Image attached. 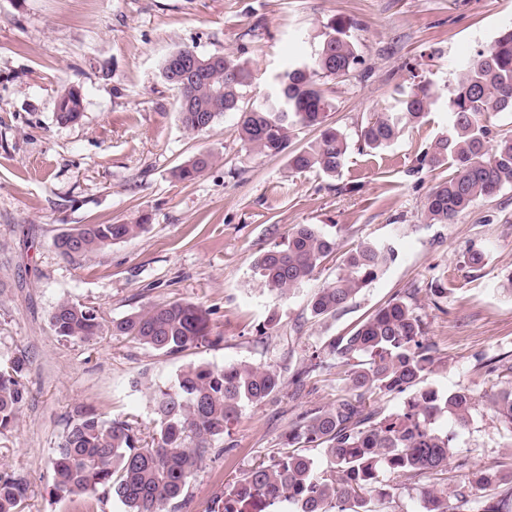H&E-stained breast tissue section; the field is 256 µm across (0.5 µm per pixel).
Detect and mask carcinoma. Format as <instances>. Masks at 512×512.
<instances>
[{
  "instance_id": "cac0c4a2",
  "label": "carcinoma",
  "mask_w": 512,
  "mask_h": 512,
  "mask_svg": "<svg viewBox=\"0 0 512 512\" xmlns=\"http://www.w3.org/2000/svg\"><path fill=\"white\" fill-rule=\"evenodd\" d=\"M184 66L180 78L170 76V59L162 72L178 91L177 112L190 133L208 130L215 120L237 114L240 140L265 155L284 152L296 126L313 127L319 138L288 154V167L304 173L334 176L348 157L347 136L327 123L331 103L324 81L347 77L359 64L355 43L340 26L323 34L308 63L288 66L272 93L260 103L245 101L252 82L247 64L229 54L211 64V56H192L176 50ZM432 105L426 85L418 83L392 112L374 115L361 128L360 138L371 149L390 144L400 129L423 118ZM83 97L74 86L64 88L56 102L57 121H74L83 113ZM448 133L425 153L421 163L453 168L427 197L426 217L448 224L479 201L512 187V137L490 142L487 117L512 112V28L499 34L487 50L468 60L448 99ZM213 156L198 153L181 165L175 176L193 181L212 164ZM145 224H82L54 239L67 258L76 259L116 242L131 239ZM336 238L312 224H297L287 242L257 259L256 268L268 290L280 296L309 282L317 268L336 252ZM398 258L390 244L364 243L343 254L341 271L312 296L313 317L333 316L376 280ZM51 325L57 336L89 343L104 327L94 310L70 301L56 304ZM112 335L126 336L156 351L174 354L191 347L215 344L210 338L208 313L189 302H161L112 322ZM422 319L398 298L379 308L344 336H332L307 356L294 384L317 371L340 368L346 394L327 407L307 409L293 421L285 446L268 464L249 469L224 486L215 512H278L288 503L294 512H375L374 501L386 498L382 471L414 478L448 469L458 432L469 427L478 404L475 391L459 387L442 393L424 388L434 363L432 347L424 342ZM27 360L16 356L0 365V433L11 429L27 391L22 383ZM281 386L280 374L270 366L210 363L186 367L170 386L157 387L152 396L154 429L150 439L128 419L104 420L92 410L70 419L54 448L50 493L91 512L93 503L110 497L124 512H179L190 480L212 443L237 420L246 403H258ZM411 392L402 411L392 416L367 404L372 395ZM491 406L512 429V388L492 399ZM447 416L455 426L439 433L433 423ZM322 448L331 470L320 474L303 448ZM468 486L484 489L506 485L500 498L483 512H512V473L469 469ZM28 482L16 473L0 472V512H23ZM425 512H449L448 497L425 493Z\"/></svg>"
}]
</instances>
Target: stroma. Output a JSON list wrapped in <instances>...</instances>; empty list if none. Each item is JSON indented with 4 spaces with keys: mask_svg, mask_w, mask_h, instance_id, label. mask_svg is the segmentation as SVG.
Listing matches in <instances>:
<instances>
[{
    "mask_svg": "<svg viewBox=\"0 0 512 512\" xmlns=\"http://www.w3.org/2000/svg\"><path fill=\"white\" fill-rule=\"evenodd\" d=\"M336 24L361 56L349 78L328 83L327 121L349 144L338 175L295 173L287 155L249 149L232 113L205 132L184 129L162 75L170 53L239 57L253 72L246 98L258 102ZM510 26L512 0H0V363L29 362L19 419L0 433V472L25 476L24 512H78L49 494L53 451L77 408L134 419L148 435L153 390L186 366L273 367L280 391L243 407L190 482L184 512H210L226 484L281 447L299 413L344 394L337 368L294 388L306 352L396 298L411 304L434 346L426 385L486 397L505 387L503 372L483 363L512 362V188L432 224L424 204L449 168L420 159L448 131V95L465 59ZM421 82L436 97L430 112L389 146L364 148L361 126ZM68 83L81 90L84 111L63 125L56 100ZM201 152L213 155L211 167L191 182L175 178ZM143 220L145 232L84 258L53 245L77 225ZM296 224L316 225L339 246L282 298L255 262ZM364 242L392 243L396 262L344 310L312 317L311 295L335 278L342 253ZM474 251L482 261L472 266ZM438 284L446 298L431 295ZM63 299L94 308L103 335L57 336L50 314ZM170 301L207 309L218 343L166 355L112 335L113 321ZM457 446L473 465L512 470V430L486 399ZM383 480L390 495L379 512H422L426 490L452 495L463 486L454 468Z\"/></svg>",
    "mask_w": 512,
    "mask_h": 512,
    "instance_id": "1",
    "label": "stroma"
}]
</instances>
